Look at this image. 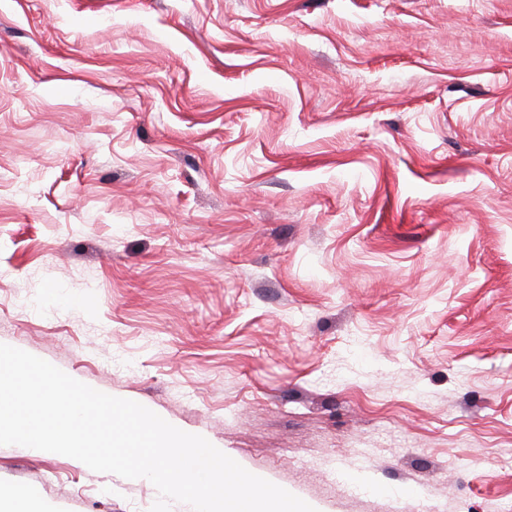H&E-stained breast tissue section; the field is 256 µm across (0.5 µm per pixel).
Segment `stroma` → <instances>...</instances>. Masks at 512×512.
Instances as JSON below:
<instances>
[{
  "label": "stroma",
  "mask_w": 512,
  "mask_h": 512,
  "mask_svg": "<svg viewBox=\"0 0 512 512\" xmlns=\"http://www.w3.org/2000/svg\"><path fill=\"white\" fill-rule=\"evenodd\" d=\"M0 343L316 512L512 501V0H0ZM154 485L0 445V512Z\"/></svg>",
  "instance_id": "obj_1"
}]
</instances>
